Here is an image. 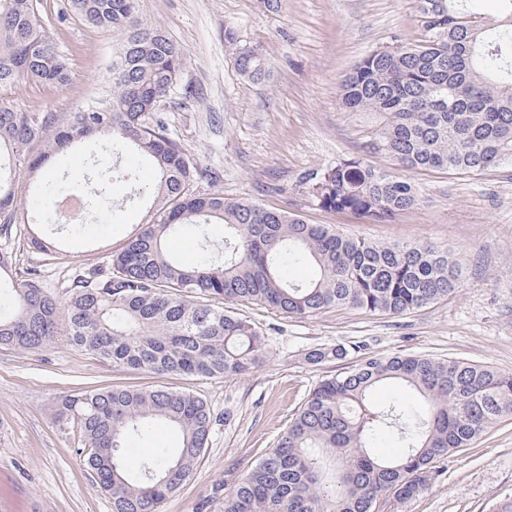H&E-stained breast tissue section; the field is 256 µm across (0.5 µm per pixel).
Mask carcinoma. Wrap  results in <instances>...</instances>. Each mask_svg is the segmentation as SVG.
<instances>
[{
    "instance_id": "cac0c4a2",
    "label": "carcinoma",
    "mask_w": 512,
    "mask_h": 512,
    "mask_svg": "<svg viewBox=\"0 0 512 512\" xmlns=\"http://www.w3.org/2000/svg\"><path fill=\"white\" fill-rule=\"evenodd\" d=\"M470 2L416 0L424 39L374 50L341 80L343 105L379 119L368 151L403 170L512 169V0H498L491 23ZM137 12L138 0H68L66 16L124 35L105 99L69 112L0 108V238L41 223L44 203L69 192L43 178L44 167L65 150L107 141L155 175L141 230L110 264L77 273L63 298L51 295L34 270L12 273L13 252L0 249V280L10 277L12 295L10 309L0 311L1 350H40L62 332L115 367L241 375L264 362L268 343L229 304L291 316L335 306L400 315L461 287L462 264L446 250L374 243L220 191L200 192L198 184L217 181L216 173L189 157L161 112L187 53ZM236 65L250 80L268 70L256 47L236 48ZM70 74L41 0H0V91L21 82L64 85ZM301 183L319 208L371 222L420 202L411 181L357 157L308 169ZM184 224L204 236L209 225H224L222 250L204 242L196 262L181 261L168 241ZM24 241L48 256L56 248L34 233ZM298 263L313 268L310 279L288 277ZM333 355L345 351L316 348L304 359L319 364ZM387 382L414 390L423 403L373 405L371 393ZM56 414L80 426L85 463L112 498V512H158L192 475L214 421L203 399L162 388L84 390L62 397ZM504 417H512V372L420 355L365 356L308 394L275 446L234 478L221 512H379L386 497L419 494L433 464L470 447ZM156 422L175 431L177 446L127 470V438L146 435ZM383 434L398 441L397 458L372 453Z\"/></svg>"
}]
</instances>
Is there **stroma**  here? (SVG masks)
Wrapping results in <instances>:
<instances>
[{"instance_id": "obj_1", "label": "stroma", "mask_w": 512, "mask_h": 512, "mask_svg": "<svg viewBox=\"0 0 512 512\" xmlns=\"http://www.w3.org/2000/svg\"><path fill=\"white\" fill-rule=\"evenodd\" d=\"M68 58L63 86L21 83L0 92V108L67 112L102 94V76L118 51L119 33L60 21L66 0H42ZM138 18L161 26L188 55L178 85L161 107L188 155L219 175L217 190L300 214L307 223L378 243L423 241L463 263V285L445 300L403 315L330 307L305 318L259 305L241 307L268 339L269 354L249 373L188 377L122 369L58 337L36 351L0 350V512H112V501L84 462L77 423L58 421L55 403L80 390L161 387L205 399L214 414L209 445L192 477L162 512H219L215 489L244 473L285 431L310 390L370 355L459 358L512 372V175L408 172L421 202L384 224L315 206L299 181L309 168L347 157L393 170L368 153L377 123L340 100L342 77L369 52L420 39L414 0H283L271 13L258 0H139ZM263 50L266 76H241L224 42ZM198 92L183 106L185 90ZM148 167L134 185H90L91 204L65 224L41 230L62 241L56 260L15 244L18 270L34 269L64 296L77 267L107 263L145 214L134 193L149 194ZM346 349V357L314 365L313 348ZM512 495V418L468 448L437 462L419 495L384 512H493Z\"/></svg>"}]
</instances>
